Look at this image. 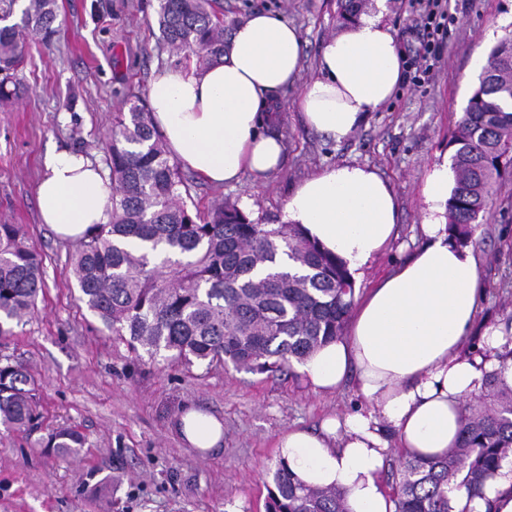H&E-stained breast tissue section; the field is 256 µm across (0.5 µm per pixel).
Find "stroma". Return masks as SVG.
<instances>
[{
  "label": "stroma",
  "instance_id": "35a3bbf8",
  "mask_svg": "<svg viewBox=\"0 0 512 512\" xmlns=\"http://www.w3.org/2000/svg\"><path fill=\"white\" fill-rule=\"evenodd\" d=\"M57 3L59 32L48 44L29 39L18 72L23 94L0 107V224L26 227L45 270L37 312L0 343V355L24 363L39 380L42 421L25 433L0 426V512H266L278 438L346 415L363 398L351 383L313 392L295 369L260 374L154 361L101 334L100 321L78 299L71 243L39 221L35 187L47 152L105 163L115 116L147 98L155 70L174 56L158 28V0ZM386 5L399 50L414 55L415 7L408 0ZM223 6L231 25L261 11L295 25L303 69L299 85L275 99L285 142L281 169L262 184L245 176L215 188L190 178L188 205L204 209L229 197L253 218L278 224L305 177L342 163L371 167L392 186L399 208L396 241L366 272V283H373L421 240L426 175L451 151L483 59L512 31V0H446L448 31L432 77L402 82L340 142L311 130L296 108L301 83L317 73L322 45L343 29L337 0H223ZM473 250L484 288L471 331L479 338L512 316V181L480 224ZM190 408L223 421L217 450L190 447L177 432ZM51 426L77 428L86 447L67 459L44 448Z\"/></svg>",
  "mask_w": 512,
  "mask_h": 512
}]
</instances>
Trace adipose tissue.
<instances>
[{"mask_svg":"<svg viewBox=\"0 0 512 512\" xmlns=\"http://www.w3.org/2000/svg\"><path fill=\"white\" fill-rule=\"evenodd\" d=\"M384 12L361 14L324 43L318 74L302 89L304 122L326 137L351 135L395 93L402 57ZM302 38L280 15L257 12L237 24L224 56L205 68L166 66L149 90L152 123L170 156L213 185L243 176L267 180L284 144L272 127L275 97L302 69ZM36 193L40 220L62 239L77 241L109 220V175L89 159L53 153ZM454 187L447 163L425 179L424 244L356 298L349 331L324 345L300 368L314 392L338 389L356 375L365 407L330 418L319 431L293 428L280 436L279 456L310 486L339 489L350 512H395L382 482L393 449L429 459L455 445L465 398L479 393L488 372L512 386V360H503L505 333L490 329L470 350L478 311L480 266L473 250L448 241L446 204ZM284 220L345 262L361 278L389 246L398 221L397 196L373 169L340 164L304 179ZM178 430L191 447L219 445L216 417L186 410ZM512 512V467L486 483L483 497H459L460 512Z\"/></svg>","mask_w":512,"mask_h":512,"instance_id":"obj_1","label":"adipose tissue"}]
</instances>
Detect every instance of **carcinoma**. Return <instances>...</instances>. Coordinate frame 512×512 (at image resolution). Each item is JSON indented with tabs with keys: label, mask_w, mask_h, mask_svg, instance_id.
Wrapping results in <instances>:
<instances>
[{
	"label": "carcinoma",
	"mask_w": 512,
	"mask_h": 512,
	"mask_svg": "<svg viewBox=\"0 0 512 512\" xmlns=\"http://www.w3.org/2000/svg\"><path fill=\"white\" fill-rule=\"evenodd\" d=\"M0 0V106L21 97L15 72L27 38L49 43L57 0ZM164 41L200 67L224 55L221 0H159ZM512 34L491 49L449 145L455 186L448 199L450 238L474 243L479 219L512 180ZM112 177L110 220L97 224L70 256L79 301L117 340L151 359L187 367L219 363L282 372L342 335L355 297L343 262L298 224H266L226 199L191 210L186 179L171 162L145 101L115 117L106 142ZM42 259L21 224H0V340L37 309ZM39 385L28 367L0 357V425L38 426ZM454 447L440 457L403 455L392 474L396 512H455L454 496H483L486 482L512 464V386L486 375L484 391L461 412ZM87 437L51 428L45 447L73 455ZM268 512H349L332 487H307L279 462Z\"/></svg>",
	"instance_id": "carcinoma-1"
}]
</instances>
